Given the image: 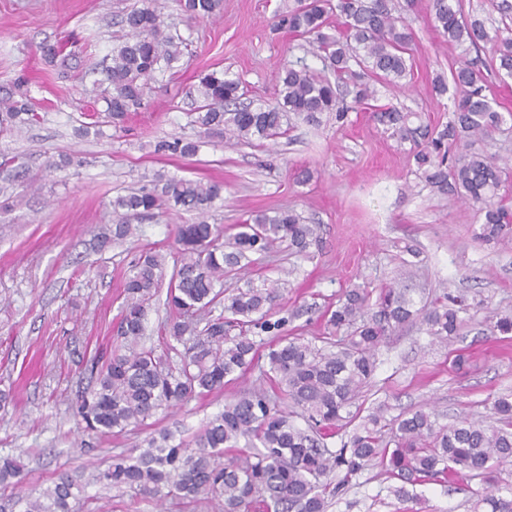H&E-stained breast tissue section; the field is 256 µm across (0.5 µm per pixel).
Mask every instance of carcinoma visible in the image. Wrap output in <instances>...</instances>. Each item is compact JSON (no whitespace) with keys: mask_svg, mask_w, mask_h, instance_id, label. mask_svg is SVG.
Masks as SVG:
<instances>
[{"mask_svg":"<svg viewBox=\"0 0 512 512\" xmlns=\"http://www.w3.org/2000/svg\"><path fill=\"white\" fill-rule=\"evenodd\" d=\"M190 19L215 15L221 0H177ZM434 27L448 42L491 48L486 61L465 59L450 71L456 90L452 118L429 130L411 126L413 113L381 107L377 118L402 140L426 139L413 154L426 181L482 205L484 222L475 238L484 243L512 237V207L499 200L507 174L479 145L512 118L485 94L483 70L512 78V29L489 28L464 17L460 4L431 0ZM336 14L338 31L325 32ZM130 36L112 49L103 70L109 86L105 112L117 124L143 104L149 82L182 55L181 43L161 31L150 0L127 12ZM279 25L305 39L312 53L329 61L336 82L313 74L298 60L284 66L274 106L238 105L239 82L226 73L200 79L204 105L192 120L204 132L224 133L225 143L275 140L286 135L289 115L317 123L325 112L342 120L337 87L350 81L354 101L370 105L375 91L353 66L366 65L370 76L395 86L409 72L412 36L390 0H295L279 15ZM37 117L26 96L0 98V128L26 125ZM457 152L449 156L450 147ZM182 156L199 148L190 138L167 145ZM159 188L119 196L113 201L118 222L97 237L101 247L137 234L133 221L164 206L197 215L178 225L174 260L165 298L170 318L163 325L160 348L144 347L147 316L158 298L165 258L146 249L129 266L123 284L124 305L116 326L112 354L91 371L90 384L75 405L84 432L102 437L140 428L158 412L204 396L224 383L259 369L270 389L243 392L224 403L192 439L161 430L136 456L117 457L93 480L126 487L161 502L177 498L187 504L217 501L223 512H325L326 500L349 480L379 464L400 484L391 492L409 499L408 487L425 481L480 477L485 494L475 504L490 512H512V480L500 467L512 462V399L495 400L498 424L461 417L442 425L438 415L417 409L388 422L379 407L361 415L363 389L376 369L375 354L390 332L420 321L434 339L458 338L467 310L465 298L450 293L432 307L420 304L405 280L373 292L353 286L326 310L323 345L316 346L282 330L298 317L275 309L278 289L248 281L226 286L264 261L277 243L309 259L320 227L291 209L251 215L226 234L199 218L223 186L185 179H158ZM273 340L265 342V337ZM356 424L340 448L327 440ZM23 465L0 456V485L18 483ZM83 487L60 477L52 487L25 500L23 512H72Z\"/></svg>","mask_w":512,"mask_h":512,"instance_id":"1","label":"carcinoma"}]
</instances>
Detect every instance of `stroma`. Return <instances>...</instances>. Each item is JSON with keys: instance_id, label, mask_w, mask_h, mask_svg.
<instances>
[{"instance_id": "1", "label": "stroma", "mask_w": 512, "mask_h": 512, "mask_svg": "<svg viewBox=\"0 0 512 512\" xmlns=\"http://www.w3.org/2000/svg\"><path fill=\"white\" fill-rule=\"evenodd\" d=\"M412 30V70L401 89L375 82L378 104L415 112L422 123L448 121L451 95H438L436 75H448L461 50L435 30L428 0H392ZM288 0H223L215 18L191 20L175 0H155L166 33L180 37L174 72L152 83L144 105L113 124L93 113L88 95L104 61L126 33L123 15L142 0H0V96L25 78L39 119L0 132V456L20 458L18 485L0 486V512H22L23 498L52 486L59 473L84 484L103 512H220L177 501L158 507L129 489L90 484L93 465L139 454L160 428L195 432L238 393L261 387L259 372L157 414L152 426L109 437L82 432L74 417L95 356L110 350L123 303V279L141 250L172 256L177 219L165 212L143 218L138 237L105 250L97 234L114 220L116 196L150 185L156 174L224 185L206 220L229 228L260 210L291 207L321 227L311 259L295 260L285 246L251 275L254 283L285 281L278 304L310 308L289 335L318 340L322 313L345 288L380 287L399 278L402 249L414 244L421 261L413 284L431 300L443 293L477 298L462 340L432 341L423 326L396 331L377 354L368 402L389 416L433 408L441 422L460 416L491 419L494 400L512 393V337L493 332L489 312L512 313V240L486 244L474 232L478 206L442 194L420 178L414 145L393 135L342 89L345 119L323 114L319 123L292 118L287 137L228 147L219 134L198 135L189 114L200 104L201 77L223 71L239 81L244 102L271 104L285 63L304 58L311 71L324 64L303 42L276 29ZM60 42L68 66L43 60V44ZM199 137L190 157L162 150L164 142ZM467 370L453 366L458 352ZM381 466L352 477L326 512H473L480 480L429 481L401 501Z\"/></svg>"}]
</instances>
